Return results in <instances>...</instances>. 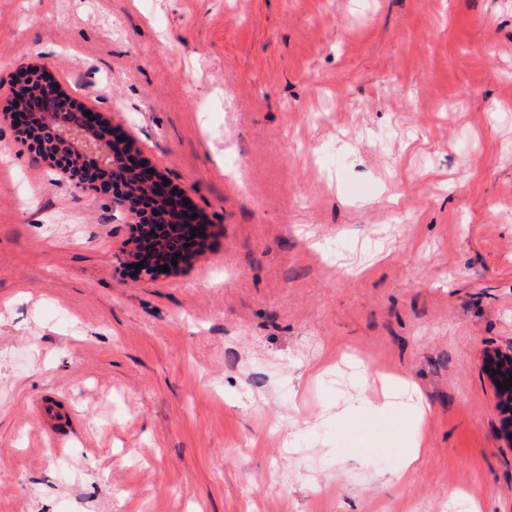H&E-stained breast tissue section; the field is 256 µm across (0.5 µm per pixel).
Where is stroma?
<instances>
[{
	"mask_svg": "<svg viewBox=\"0 0 512 512\" xmlns=\"http://www.w3.org/2000/svg\"><path fill=\"white\" fill-rule=\"evenodd\" d=\"M35 66L204 215L188 264L124 273L16 140ZM511 346L512 0H0V512H512ZM499 363H502V367H499ZM483 369L495 387L499 398L495 405V411L500 421L498 436L506 441L509 447H512V438H510V435H512V382H510L511 386L506 388H500L497 385V382L502 384L505 380L510 379V374H512V351L488 355L484 359ZM492 371H496V374H492ZM421 414L422 410L421 408H418L409 415L410 425L413 431L408 443L409 451L405 457L403 471H406L408 468L412 467L418 461L421 453L424 451V448L421 447V441L419 439V419Z\"/></svg>",
	"mask_w": 512,
	"mask_h": 512,
	"instance_id": "1",
	"label": "stroma"
}]
</instances>
